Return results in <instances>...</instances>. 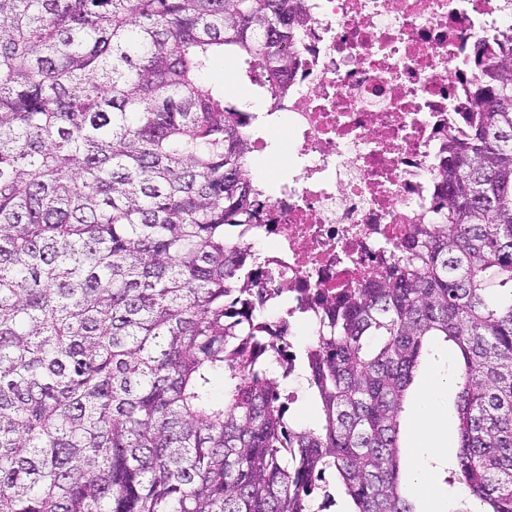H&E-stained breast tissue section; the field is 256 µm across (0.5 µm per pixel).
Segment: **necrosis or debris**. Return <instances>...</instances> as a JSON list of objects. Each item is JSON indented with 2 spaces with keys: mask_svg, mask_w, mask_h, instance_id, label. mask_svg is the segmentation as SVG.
<instances>
[{
  "mask_svg": "<svg viewBox=\"0 0 512 512\" xmlns=\"http://www.w3.org/2000/svg\"><path fill=\"white\" fill-rule=\"evenodd\" d=\"M307 12L279 104L288 172L239 234L266 244L253 258L287 323L313 327L320 295L380 275L389 245L434 214L512 0H307Z\"/></svg>",
  "mask_w": 512,
  "mask_h": 512,
  "instance_id": "1",
  "label": "necrosis or debris"
}]
</instances>
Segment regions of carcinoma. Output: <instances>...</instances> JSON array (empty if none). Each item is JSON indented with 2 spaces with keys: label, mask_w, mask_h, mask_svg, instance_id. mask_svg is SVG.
Returning a JSON list of instances; mask_svg holds the SVG:
<instances>
[{
  "label": "carcinoma",
  "mask_w": 512,
  "mask_h": 512,
  "mask_svg": "<svg viewBox=\"0 0 512 512\" xmlns=\"http://www.w3.org/2000/svg\"><path fill=\"white\" fill-rule=\"evenodd\" d=\"M308 21L305 0H0V512H322L329 469L350 512H418L401 422L438 337L453 481L512 512V62L448 142L434 222L322 296L299 425L236 233L260 210L253 102L202 78L233 57L274 109ZM302 368L299 362L296 365V371L290 378L282 379L280 382L282 387L288 391H298L299 399L292 404L289 410V416L294 417L298 422L305 425H312L319 418V411L313 401L304 394L305 381L302 375Z\"/></svg>",
  "instance_id": "cac0c4a2"
}]
</instances>
